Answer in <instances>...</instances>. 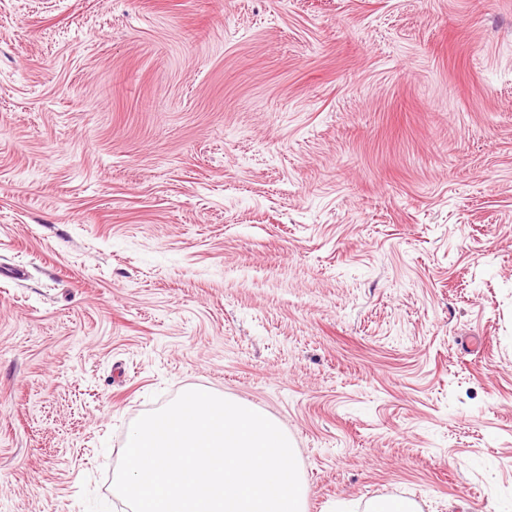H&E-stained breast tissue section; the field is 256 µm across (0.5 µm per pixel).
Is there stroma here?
<instances>
[{"label": "stroma", "instance_id": "1", "mask_svg": "<svg viewBox=\"0 0 512 512\" xmlns=\"http://www.w3.org/2000/svg\"><path fill=\"white\" fill-rule=\"evenodd\" d=\"M192 389L307 512H512V0H0V512ZM419 506L412 500L379 498L368 501L364 512H418Z\"/></svg>", "mask_w": 512, "mask_h": 512}]
</instances>
